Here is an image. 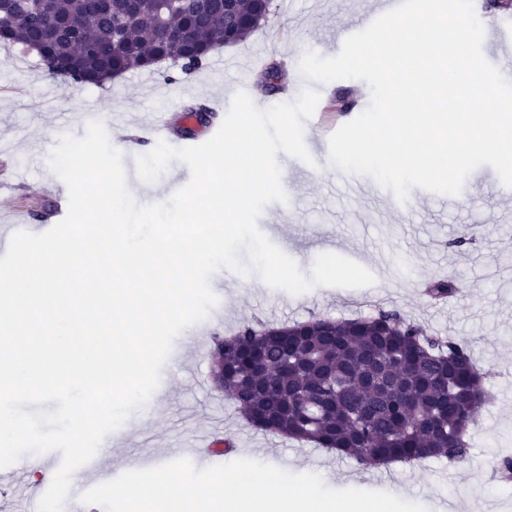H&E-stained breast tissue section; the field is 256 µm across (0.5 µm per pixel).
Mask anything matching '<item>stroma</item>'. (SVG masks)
Returning a JSON list of instances; mask_svg holds the SVG:
<instances>
[{
    "instance_id": "stroma-1",
    "label": "stroma",
    "mask_w": 512,
    "mask_h": 512,
    "mask_svg": "<svg viewBox=\"0 0 512 512\" xmlns=\"http://www.w3.org/2000/svg\"><path fill=\"white\" fill-rule=\"evenodd\" d=\"M379 0H275L267 23L245 41L214 50L224 70L202 66L191 78L163 63L134 70L101 86L63 83L45 76L36 54L0 43V169H14L13 180L0 186V212L28 211L48 218V188L57 175L49 153L61 136H84L85 113L106 112L121 103L127 112H163L173 101L183 107L207 106L209 126L194 125L196 134L219 128L239 88L266 106L284 95L264 97L257 88L262 68L278 64L286 81L301 93L308 82L299 71L305 52L335 56L345 32L358 29ZM74 98L77 111H62L57 98ZM348 111H334L336 100ZM370 99L368 85L357 79L322 84L314 122L304 128V144L320 160L319 170L278 153L282 180L292 193L290 210L266 207L260 224L271 228V241L309 272L316 257L335 253L356 258L375 277L363 288L317 286L293 295L273 289L257 275L238 276L224 288L223 313H210L192 335H178L172 350L179 361L166 365L162 383L147 405L133 412L100 445L109 467L127 462L183 458L197 436L220 425L231 442L230 460L262 455L268 464L292 473H314L333 489L371 491L402 489L404 500L433 512L468 496L475 512H512V481L500 471L512 458V195L497 192V172L484 165L467 178V200L448 210L444 197L432 192L416 200L410 211L376 213L373 203L345 197L344 172L329 162V137L359 115ZM468 233L464 251L450 248L451 239ZM454 277L456 289L434 295L433 281ZM381 308L399 310L428 332L468 345L484 375L490 395L479 424L469 434L465 462L427 459L414 464L366 466L334 451L251 427L232 400L208 380L215 338L234 334L243 325L256 328L290 325L315 317L361 316L366 297ZM30 455L12 466L15 478L0 482V501L24 512L30 496L40 494L42 477L33 475Z\"/></svg>"
}]
</instances>
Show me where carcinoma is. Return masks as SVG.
<instances>
[{
	"mask_svg": "<svg viewBox=\"0 0 512 512\" xmlns=\"http://www.w3.org/2000/svg\"><path fill=\"white\" fill-rule=\"evenodd\" d=\"M126 0H0V41L39 45L62 82L102 85L160 60L188 78L222 46L246 40L268 0H143L126 25ZM270 64L259 85L281 86ZM224 393L252 427L329 448L363 465L468 457L467 433L486 398L484 376L460 342L426 333L396 309L352 319L314 318L269 329L242 326L215 341Z\"/></svg>",
	"mask_w": 512,
	"mask_h": 512,
	"instance_id": "1",
	"label": "carcinoma"
}]
</instances>
